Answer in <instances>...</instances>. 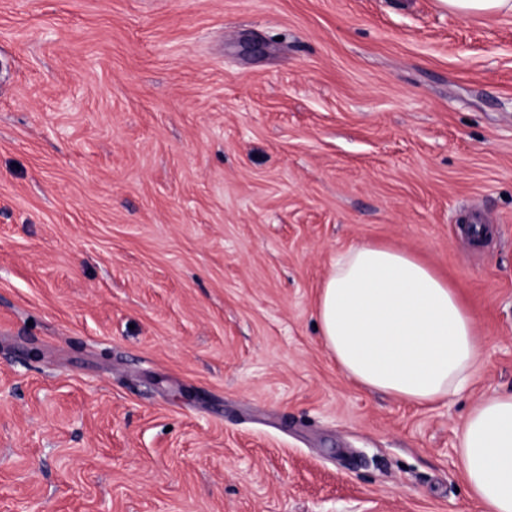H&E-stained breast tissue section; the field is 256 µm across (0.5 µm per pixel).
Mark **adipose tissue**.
Returning <instances> with one entry per match:
<instances>
[{"label": "adipose tissue", "instance_id": "obj_1", "mask_svg": "<svg viewBox=\"0 0 512 512\" xmlns=\"http://www.w3.org/2000/svg\"><path fill=\"white\" fill-rule=\"evenodd\" d=\"M322 342L357 384L415 407L470 388L475 317L413 254L360 243L331 263L316 305ZM457 466L482 512H512V393L487 394L457 431Z\"/></svg>", "mask_w": 512, "mask_h": 512}]
</instances>
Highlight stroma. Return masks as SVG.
Masks as SVG:
<instances>
[{
    "instance_id": "35a3bbf8",
    "label": "stroma",
    "mask_w": 512,
    "mask_h": 512,
    "mask_svg": "<svg viewBox=\"0 0 512 512\" xmlns=\"http://www.w3.org/2000/svg\"><path fill=\"white\" fill-rule=\"evenodd\" d=\"M366 241L472 309V387L414 408L326 350L317 290ZM492 392L512 13L0 0V512H480L456 430Z\"/></svg>"
}]
</instances>
